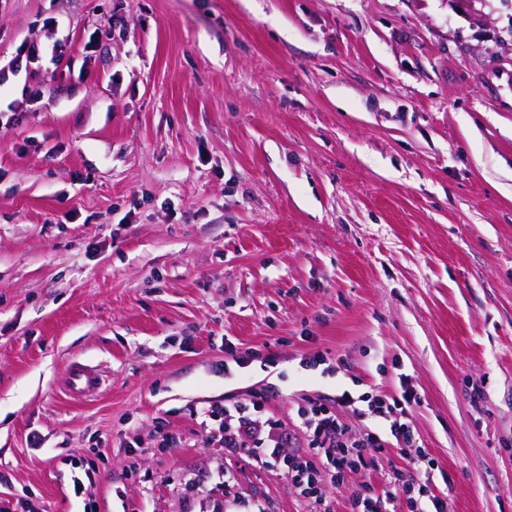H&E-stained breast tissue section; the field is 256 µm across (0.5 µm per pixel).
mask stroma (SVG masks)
Returning <instances> with one entry per match:
<instances>
[{"instance_id": "1", "label": "stroma", "mask_w": 512, "mask_h": 512, "mask_svg": "<svg viewBox=\"0 0 512 512\" xmlns=\"http://www.w3.org/2000/svg\"><path fill=\"white\" fill-rule=\"evenodd\" d=\"M103 14L128 25L83 53ZM25 42L45 54L0 85V510L343 512L395 492L403 451L315 500L198 411L288 428L403 374L452 512H512V0H0V68ZM76 361L107 377L77 402Z\"/></svg>"}]
</instances>
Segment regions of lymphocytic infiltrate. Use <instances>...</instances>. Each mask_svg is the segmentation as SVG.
<instances>
[{"mask_svg":"<svg viewBox=\"0 0 512 512\" xmlns=\"http://www.w3.org/2000/svg\"><path fill=\"white\" fill-rule=\"evenodd\" d=\"M359 401L366 403L369 421L354 436L342 423L339 410ZM419 402L418 393L407 385L397 395L379 392L356 397L344 391L337 394L332 405L310 402L298 408L294 422L296 432L305 439V446L288 455L283 452L286 433L274 430L263 419L259 403L212 405L202 408L201 414L207 421L205 431L209 440L243 459L253 454L249 446L252 439L263 441L266 463L283 464L293 486L312 496L318 494L323 481L338 482L347 472L366 466L368 455L385 448L380 424H388L397 446H415L419 435L410 414L413 405ZM435 468V461L428 454L407 456L404 469L392 474L394 481L401 485V497L356 493L349 498L346 512H395L400 505L405 506L406 512H450L447 495L436 494L432 488L430 474Z\"/></svg>","mask_w":512,"mask_h":512,"instance_id":"obj_1","label":"lymphocytic infiltrate"}]
</instances>
